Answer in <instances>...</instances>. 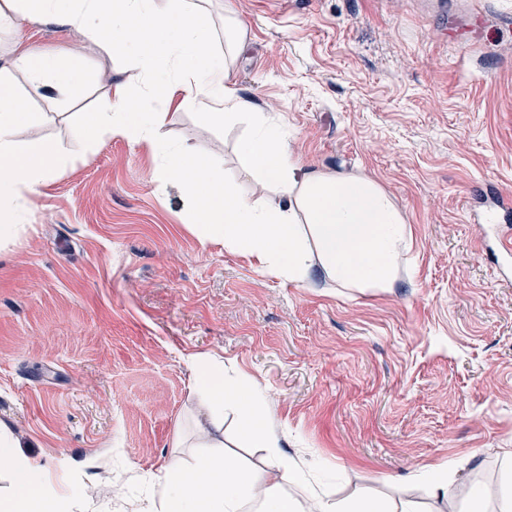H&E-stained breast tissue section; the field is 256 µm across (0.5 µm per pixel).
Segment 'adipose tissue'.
Instances as JSON below:
<instances>
[{"label": "adipose tissue", "instance_id": "ef3b65f1", "mask_svg": "<svg viewBox=\"0 0 512 512\" xmlns=\"http://www.w3.org/2000/svg\"><path fill=\"white\" fill-rule=\"evenodd\" d=\"M48 12L61 14L79 41L125 57L139 72L143 89L134 94L126 83L111 84L79 133L90 145L108 134L146 144L160 160L161 176L191 193V228L201 240L239 251L298 285L318 274L337 287L361 291L396 281L411 231L391 196L363 176L308 170L287 132L264 113L246 111L229 85L246 29L232 7H225V50L216 53L197 0H0V32L15 35L0 66L1 241L20 236L17 216L27 195L68 162L63 147L18 141L19 129L38 115L8 78L15 70L36 86L79 82L80 59L61 62L23 34ZM172 107L197 111L209 126H244L236 148L238 170L257 180L262 195H239L222 171L200 161L190 147L162 140ZM268 190L278 195L277 204L266 200ZM192 362L195 388L205 394L211 417L223 418L225 407H233L244 440L264 449L266 468L249 470L229 456L219 464L201 458L191 466L172 458L151 497L160 512H417L408 501L387 508L365 497L341 506L316 492L309 474L280 452L264 396L202 356ZM0 472L12 480L10 492L0 496V512H73L77 506L90 512L92 504L79 487L22 455L14 435L3 428ZM416 477L438 496L463 497L467 512H512L511 472L504 473L493 498L483 486L457 484L443 469L425 467Z\"/></svg>", "mask_w": 512, "mask_h": 512}]
</instances>
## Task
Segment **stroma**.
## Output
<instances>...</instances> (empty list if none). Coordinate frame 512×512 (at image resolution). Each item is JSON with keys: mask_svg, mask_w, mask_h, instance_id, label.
Returning a JSON list of instances; mask_svg holds the SVG:
<instances>
[{"mask_svg": "<svg viewBox=\"0 0 512 512\" xmlns=\"http://www.w3.org/2000/svg\"><path fill=\"white\" fill-rule=\"evenodd\" d=\"M228 1L247 30L230 86L248 111L284 124L307 168L367 177L401 210L412 244L395 286H298L202 242L146 146L75 133L112 81L138 91V73L44 17L27 37L80 55L83 80L11 76L42 115L19 139L69 163L0 243V424L98 505L119 484L116 512H143L169 460L199 454L201 355L263 391L282 452L336 502L463 512L411 474L449 465L492 491L512 448V215L483 221L512 195V0L454 28L466 0H202L219 50ZM162 134L258 194L235 163L243 126L173 108Z\"/></svg>", "mask_w": 512, "mask_h": 512, "instance_id": "35a3bbf8", "label": "stroma"}]
</instances>
